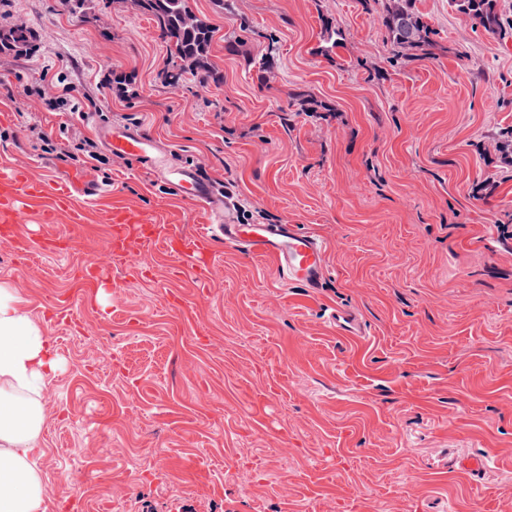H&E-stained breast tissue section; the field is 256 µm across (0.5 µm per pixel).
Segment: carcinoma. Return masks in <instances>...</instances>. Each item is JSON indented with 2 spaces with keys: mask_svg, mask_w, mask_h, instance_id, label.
I'll return each instance as SVG.
<instances>
[{
  "mask_svg": "<svg viewBox=\"0 0 512 512\" xmlns=\"http://www.w3.org/2000/svg\"><path fill=\"white\" fill-rule=\"evenodd\" d=\"M189 0H138L140 7L150 14L159 29V37L170 52L172 66L177 72L168 74L167 84L177 86L191 75L207 83H218L223 76L209 62V53L216 28L208 22H189ZM459 11L471 17L486 31L501 29L496 0H454ZM387 42L393 54L404 50H426L434 46L433 31L422 17L415 13L409 0H391L384 18Z\"/></svg>",
  "mask_w": 512,
  "mask_h": 512,
  "instance_id": "carcinoma-1",
  "label": "carcinoma"
}]
</instances>
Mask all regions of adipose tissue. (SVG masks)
Instances as JSON below:
<instances>
[{
	"label": "adipose tissue",
	"mask_w": 512,
	"mask_h": 512,
	"mask_svg": "<svg viewBox=\"0 0 512 512\" xmlns=\"http://www.w3.org/2000/svg\"><path fill=\"white\" fill-rule=\"evenodd\" d=\"M0 281V512H45L44 393L61 366L43 323Z\"/></svg>",
	"instance_id": "ef3b65f1"
}]
</instances>
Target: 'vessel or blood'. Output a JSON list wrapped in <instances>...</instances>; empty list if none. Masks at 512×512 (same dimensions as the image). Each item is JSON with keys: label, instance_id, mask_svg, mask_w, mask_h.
I'll use <instances>...</instances> for the list:
<instances>
[{"label": "vessel or blood", "instance_id": "1", "mask_svg": "<svg viewBox=\"0 0 512 512\" xmlns=\"http://www.w3.org/2000/svg\"><path fill=\"white\" fill-rule=\"evenodd\" d=\"M103 138L112 154L129 157L154 168L181 197L202 204L211 220L199 239L181 240L178 257L188 268H196L203 261L211 240L217 239L225 247L244 249L256 257L271 261L284 285H293L313 292L321 288L327 271V246L315 235L303 231L297 224L245 223L239 220L223 197L194 167L170 166L154 140L145 133L127 125L104 129ZM52 192L57 205L67 206L76 200L92 202L105 194V187L86 175L56 183L33 181L10 165L0 164V222L19 221L24 199L42 198ZM133 214L116 209L109 217L113 226L110 249L124 250L127 225L135 223ZM337 332L346 336L361 334V323L353 312L333 308L328 316Z\"/></svg>", "mask_w": 512, "mask_h": 512}]
</instances>
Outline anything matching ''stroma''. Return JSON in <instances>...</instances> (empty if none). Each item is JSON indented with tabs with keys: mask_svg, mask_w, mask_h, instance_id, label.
Segmentation results:
<instances>
[{
	"mask_svg": "<svg viewBox=\"0 0 512 512\" xmlns=\"http://www.w3.org/2000/svg\"><path fill=\"white\" fill-rule=\"evenodd\" d=\"M190 5L217 29L221 84L167 85L136 0H0V26L34 36L0 54V160L63 180L82 164L59 149L132 125L246 217L323 239L326 278L286 288L215 243L201 280L163 237L102 259L111 209L178 237L208 222L116 155L93 172L97 203L26 224L0 280L63 360L45 391L47 512H512V0L497 33L453 0H411L436 46L398 57L386 0ZM62 235L70 249L41 251ZM97 260L101 279L81 278ZM334 306L363 334H338ZM462 454L489 457L480 483L451 468Z\"/></svg>",
	"mask_w": 512,
	"mask_h": 512,
	"instance_id": "obj_1",
	"label": "stroma"
}]
</instances>
